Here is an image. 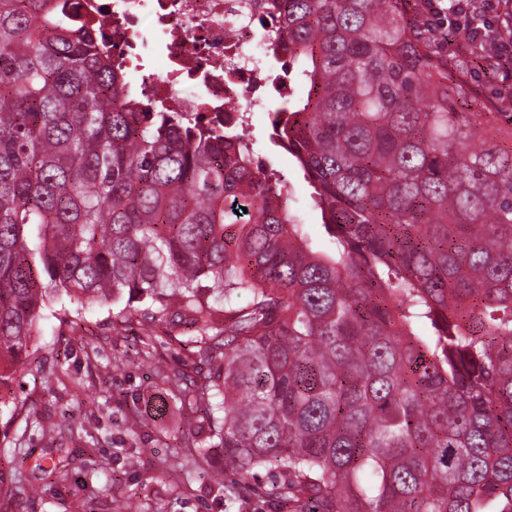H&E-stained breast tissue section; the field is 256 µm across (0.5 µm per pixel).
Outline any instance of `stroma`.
Returning a JSON list of instances; mask_svg holds the SVG:
<instances>
[{"label": "stroma", "mask_w": 512, "mask_h": 512, "mask_svg": "<svg viewBox=\"0 0 512 512\" xmlns=\"http://www.w3.org/2000/svg\"><path fill=\"white\" fill-rule=\"evenodd\" d=\"M284 101L270 93L249 138L256 155L271 158L287 183L284 199L312 244L327 249L328 236L311 189L288 153L270 140L271 119ZM147 329L139 319L117 324L108 305L79 309L59 322L48 311L30 357L9 385L0 387V473L40 487L38 497L0 495V512H72L74 500L99 512L111 496L134 500L137 512H281L268 497L285 474L258 469L238 481L223 458L186 467V449L174 437L187 411L171 386L154 374L155 363L195 376L200 358L178 346L141 353ZM64 423L56 443L42 438V425ZM108 458V474L75 472L52 485L37 461Z\"/></svg>", "instance_id": "stroma-1"}]
</instances>
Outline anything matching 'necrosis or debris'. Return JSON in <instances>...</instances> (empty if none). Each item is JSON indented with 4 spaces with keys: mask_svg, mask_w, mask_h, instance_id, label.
<instances>
[{
    "mask_svg": "<svg viewBox=\"0 0 512 512\" xmlns=\"http://www.w3.org/2000/svg\"><path fill=\"white\" fill-rule=\"evenodd\" d=\"M111 20L112 59L152 111L201 126L230 122L249 134L269 91L287 97L288 59L272 41L264 0H82ZM153 18L152 30L142 28Z\"/></svg>",
    "mask_w": 512,
    "mask_h": 512,
    "instance_id": "4bbe7bcc",
    "label": "necrosis or debris"
}]
</instances>
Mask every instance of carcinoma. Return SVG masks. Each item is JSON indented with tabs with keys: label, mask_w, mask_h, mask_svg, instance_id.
Segmentation results:
<instances>
[{
	"label": "carcinoma",
	"mask_w": 512,
	"mask_h": 512,
	"mask_svg": "<svg viewBox=\"0 0 512 512\" xmlns=\"http://www.w3.org/2000/svg\"><path fill=\"white\" fill-rule=\"evenodd\" d=\"M267 6L326 251L239 134L143 108L103 21L0 0V384L53 302L112 303L197 346L200 378L156 368L185 447L286 472L292 512H512V113L409 0ZM468 75L470 82L479 87L487 98L501 105L500 112H512V86L503 87L499 83L487 82L480 72L473 69L468 72Z\"/></svg>",
	"instance_id": "carcinoma-1"
}]
</instances>
